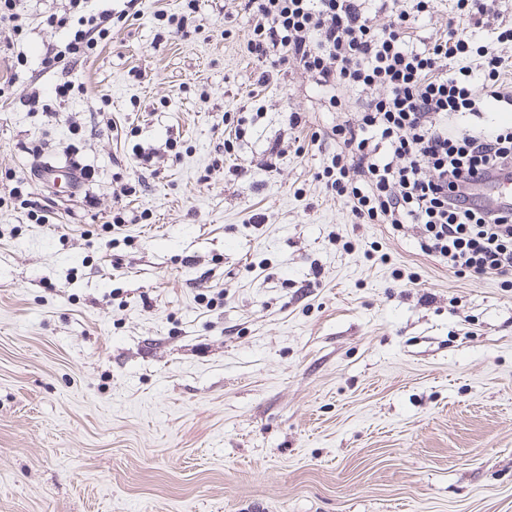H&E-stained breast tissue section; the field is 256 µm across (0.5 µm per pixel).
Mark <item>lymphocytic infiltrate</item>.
Wrapping results in <instances>:
<instances>
[{
	"label": "lymphocytic infiltrate",
	"instance_id": "1",
	"mask_svg": "<svg viewBox=\"0 0 512 512\" xmlns=\"http://www.w3.org/2000/svg\"><path fill=\"white\" fill-rule=\"evenodd\" d=\"M400 0H248L249 51L271 67L295 63L320 86L362 100L358 123L337 125L340 146L321 172L327 191L343 197L361 224H387L397 232L420 227L422 254L446 260L454 273L477 279L512 276V213H495L469 187L475 179L512 178V127L454 134L448 115L504 101L502 77L512 60L476 43L469 21L488 15L486 0H455L448 29L415 45L414 13ZM138 0L120 11L92 0H68L51 25L68 30L62 49L47 50L46 69L59 70L56 102L75 83L62 62L87 58L108 40L113 20L130 18Z\"/></svg>",
	"mask_w": 512,
	"mask_h": 512
}]
</instances>
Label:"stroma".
Masks as SVG:
<instances>
[{
  "label": "stroma",
  "mask_w": 512,
  "mask_h": 512,
  "mask_svg": "<svg viewBox=\"0 0 512 512\" xmlns=\"http://www.w3.org/2000/svg\"><path fill=\"white\" fill-rule=\"evenodd\" d=\"M63 6L23 0L0 36V512H512V284L326 191L355 95L259 83L247 0H196L178 34L155 15L187 0H141L51 118L29 97ZM228 112L256 118L229 156ZM73 161L79 193L42 183Z\"/></svg>",
  "instance_id": "1"
}]
</instances>
